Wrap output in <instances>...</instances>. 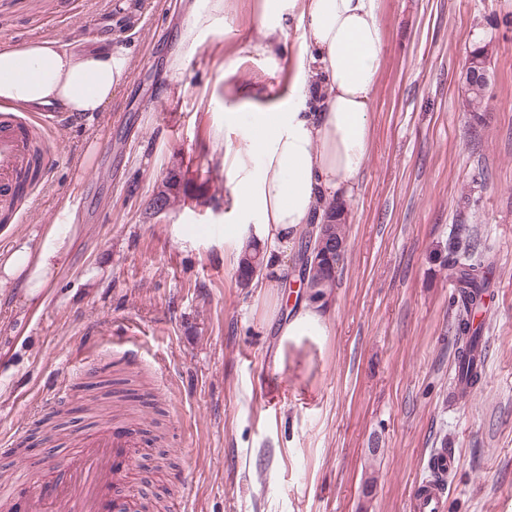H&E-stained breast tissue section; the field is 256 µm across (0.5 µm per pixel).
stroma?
I'll return each instance as SVG.
<instances>
[{"label":"stroma","mask_w":512,"mask_h":512,"mask_svg":"<svg viewBox=\"0 0 512 512\" xmlns=\"http://www.w3.org/2000/svg\"><path fill=\"white\" fill-rule=\"evenodd\" d=\"M190 0H0V36L131 49L109 110L40 130L51 167L0 253L33 239L64 201L80 232L40 298L0 291V453L29 490L96 430L75 387L124 378L145 435L132 484L164 512H409L430 454L456 451L446 512H512V0H377L385 56L370 158L348 201L344 268L320 330L289 337L270 295L224 260V108L286 86L257 43L256 0L170 63ZM102 21L85 33L90 16ZM488 49L489 107L463 108L462 66ZM184 184L149 207L170 170ZM490 269L484 372L460 397L457 290L448 255ZM137 356L126 366L125 353ZM64 412L67 436L44 441Z\"/></svg>","instance_id":"35a3bbf8"}]
</instances>
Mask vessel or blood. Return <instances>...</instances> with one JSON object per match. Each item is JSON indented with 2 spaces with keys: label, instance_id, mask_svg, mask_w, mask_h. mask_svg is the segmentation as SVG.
<instances>
[{
  "label": "vessel or blood",
  "instance_id": "1",
  "mask_svg": "<svg viewBox=\"0 0 512 512\" xmlns=\"http://www.w3.org/2000/svg\"><path fill=\"white\" fill-rule=\"evenodd\" d=\"M38 123L15 108L0 109V207L12 206L17 187L48 154L33 149ZM143 442L142 434L121 419H106L99 431L82 438L64 466L53 470L30 498L31 512H143L138 495L126 484V471ZM431 478L419 482L410 498V512H445L447 478L456 467L451 449L428 460Z\"/></svg>",
  "mask_w": 512,
  "mask_h": 512
}]
</instances>
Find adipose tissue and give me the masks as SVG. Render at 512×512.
<instances>
[{"label": "adipose tissue", "mask_w": 512, "mask_h": 512, "mask_svg": "<svg viewBox=\"0 0 512 512\" xmlns=\"http://www.w3.org/2000/svg\"><path fill=\"white\" fill-rule=\"evenodd\" d=\"M226 0H200L180 32L190 55L224 25ZM267 61L293 40L287 93L262 105L224 109V126L240 128L224 143V258L238 264L253 240L267 245L262 289L285 288L284 258L299 232L319 223L322 204L348 201L369 159L370 105L384 54L377 0H259L255 13ZM122 44L74 50L50 41L0 48V105L49 106L74 119L104 111L130 74ZM79 232L77 207L64 202L37 245L0 254V288L38 297L67 260Z\"/></svg>", "instance_id": "1"}]
</instances>
